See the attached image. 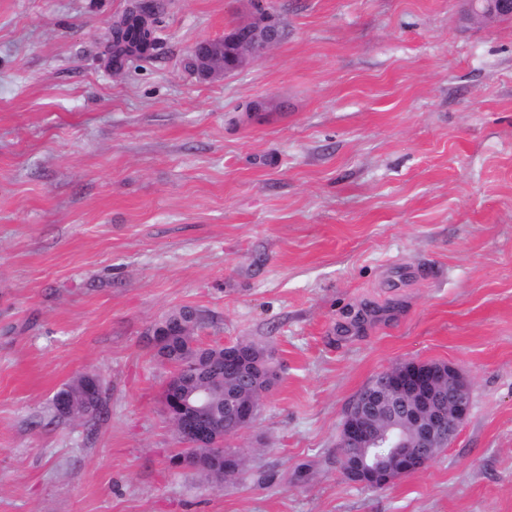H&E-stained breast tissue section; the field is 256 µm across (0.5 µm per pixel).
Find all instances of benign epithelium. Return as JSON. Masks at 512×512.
Masks as SVG:
<instances>
[{"label":"benign epithelium","instance_id":"obj_1","mask_svg":"<svg viewBox=\"0 0 512 512\" xmlns=\"http://www.w3.org/2000/svg\"><path fill=\"white\" fill-rule=\"evenodd\" d=\"M472 16L495 19L512 14V0H462ZM248 23L251 42L240 48L250 62L264 57L278 42L270 14L255 2ZM204 44L211 56L201 60L197 75L205 80L222 79L223 40ZM255 383L242 377V386L224 392V419L237 423L240 434L256 420L259 402L247 396ZM198 419L178 427V437L188 447H210V397L206 390L185 394ZM472 401V384L455 365L431 361H406L394 369L378 372L350 401L339 433L341 474L344 480L374 488L386 487L398 479L425 469L444 448L450 446L467 419ZM381 444L389 451L370 456L369 449Z\"/></svg>","mask_w":512,"mask_h":512}]
</instances>
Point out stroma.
<instances>
[{"label": "stroma", "instance_id": "obj_1", "mask_svg": "<svg viewBox=\"0 0 512 512\" xmlns=\"http://www.w3.org/2000/svg\"><path fill=\"white\" fill-rule=\"evenodd\" d=\"M127 2L0 0V512H512V18L267 0L284 38L201 80L247 0H164L117 71ZM184 306L280 365L220 485L170 463L151 328ZM407 360L460 368L467 420L392 486L344 481L345 407ZM90 369L100 413L54 418ZM120 20L112 24L109 51L116 69H121L132 57L152 55L158 44L159 16L150 0H131ZM203 43L209 46L212 50L211 56L205 57L201 60L200 66L196 74L205 80L221 79L224 78V74L230 73L224 70L222 62V52L224 51L225 62L229 63L230 60L227 58V54L233 51L231 48L226 49L223 46L222 37L218 39H209L203 41Z\"/></svg>", "mask_w": 512, "mask_h": 512}]
</instances>
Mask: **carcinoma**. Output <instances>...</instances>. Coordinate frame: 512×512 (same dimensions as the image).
<instances>
[{
    "mask_svg": "<svg viewBox=\"0 0 512 512\" xmlns=\"http://www.w3.org/2000/svg\"><path fill=\"white\" fill-rule=\"evenodd\" d=\"M159 16L152 0H131L130 7L120 20L112 24L109 51L112 63L120 69L132 57L152 55L158 44ZM203 318L195 308L185 306L165 315L152 330L162 337L157 355L174 367L165 390L164 400L171 401L193 388L211 387L216 398L224 397V386L235 385L226 376L224 346L204 345L196 336ZM237 367L250 368L265 348L252 341L230 345ZM105 383L99 374L87 372L62 387L53 398L55 416L63 419H92L103 403ZM172 464L192 467L206 477L223 483L241 471L242 459L222 447L184 450L174 456Z\"/></svg>",
    "mask_w": 512,
    "mask_h": 512,
    "instance_id": "cac0c4a2",
    "label": "carcinoma"
}]
</instances>
